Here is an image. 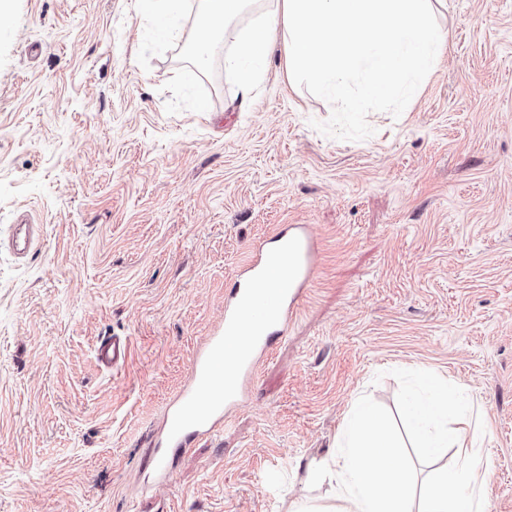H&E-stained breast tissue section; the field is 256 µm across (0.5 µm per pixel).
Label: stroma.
I'll use <instances>...</instances> for the list:
<instances>
[{
	"label": "stroma",
	"mask_w": 512,
	"mask_h": 512,
	"mask_svg": "<svg viewBox=\"0 0 512 512\" xmlns=\"http://www.w3.org/2000/svg\"><path fill=\"white\" fill-rule=\"evenodd\" d=\"M138 0H10L0 26V512H288L326 497L368 395L416 480L433 470L403 406L446 380L482 431L491 512H512V0H442L446 48L373 133L314 129L333 107L272 39L248 106L224 68L178 79ZM37 242L14 254L16 225ZM278 224L317 242L308 293L244 407L150 461L194 351L250 249ZM124 336L117 369L94 350Z\"/></svg>",
	"instance_id": "1"
}]
</instances>
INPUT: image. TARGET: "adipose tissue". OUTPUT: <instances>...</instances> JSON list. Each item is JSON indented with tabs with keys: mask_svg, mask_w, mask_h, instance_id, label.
I'll list each match as a JSON object with an SVG mask.
<instances>
[{
	"mask_svg": "<svg viewBox=\"0 0 512 512\" xmlns=\"http://www.w3.org/2000/svg\"><path fill=\"white\" fill-rule=\"evenodd\" d=\"M455 406L441 381L431 383L426 399L405 405L427 454L447 446L455 450L452 471L434 473L418 486L396 462L383 417L368 397H359L340 435L343 454L318 467V477L332 486L331 495L296 502L293 512H487L489 471L480 454L482 440L465 428H449Z\"/></svg>",
	"mask_w": 512,
	"mask_h": 512,
	"instance_id": "obj_1",
	"label": "adipose tissue"
}]
</instances>
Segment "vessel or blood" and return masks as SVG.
I'll use <instances>...</instances> for the list:
<instances>
[{
  "mask_svg": "<svg viewBox=\"0 0 512 512\" xmlns=\"http://www.w3.org/2000/svg\"><path fill=\"white\" fill-rule=\"evenodd\" d=\"M316 242L305 225L275 233L268 246L251 252L243 284L224 301V318L198 346L186 386L172 400L163 421L164 453L153 471L170 477L167 449L186 447L224 425L241 404L273 335H286L311 278ZM126 338L115 336L96 348V359L114 367L126 358Z\"/></svg>",
  "mask_w": 512,
  "mask_h": 512,
  "instance_id": "vessel-or-blood-1",
  "label": "vessel or blood"
}]
</instances>
